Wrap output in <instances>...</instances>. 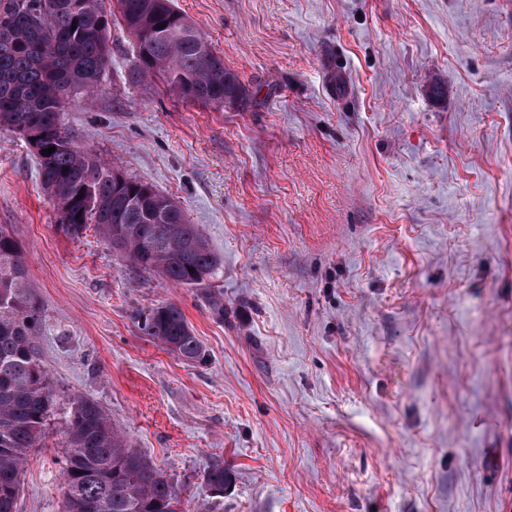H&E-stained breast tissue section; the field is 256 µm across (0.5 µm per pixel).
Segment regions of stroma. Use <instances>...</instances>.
<instances>
[{"label": "stroma", "instance_id": "obj_1", "mask_svg": "<svg viewBox=\"0 0 512 512\" xmlns=\"http://www.w3.org/2000/svg\"><path fill=\"white\" fill-rule=\"evenodd\" d=\"M176 5L249 107L144 94L114 24L101 88L65 124L182 207L221 260L213 294L95 228L66 236L36 152L0 127V225L26 254L52 390L16 512H63L77 395L185 512H512V0ZM161 303L205 362L141 333ZM217 459L220 498L202 481ZM233 478L232 471L225 468L224 462L221 460L212 463L203 474V482L209 491H219L212 492V497H222L224 490H227L232 484Z\"/></svg>", "mask_w": 512, "mask_h": 512}]
</instances>
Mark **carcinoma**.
Returning <instances> with one entry per match:
<instances>
[{"instance_id": "cac0c4a2", "label": "carcinoma", "mask_w": 512, "mask_h": 512, "mask_svg": "<svg viewBox=\"0 0 512 512\" xmlns=\"http://www.w3.org/2000/svg\"><path fill=\"white\" fill-rule=\"evenodd\" d=\"M116 16L134 38L131 83L152 90L159 79L169 93L206 108L247 105L238 75L173 0H0V126L19 132L35 121L59 146L40 159V170L50 201L71 215L60 225L65 235L79 238L95 224L136 267L207 293L219 258L197 225L150 183L125 176L117 185L106 162L75 143L65 127V105L80 91H97L109 69L108 30ZM139 329L178 358L206 359L185 315L171 303L152 308ZM41 331L25 255L1 224L0 512H16L28 458L47 432L51 391ZM64 439V512H180L164 473L93 400L74 399ZM233 478L221 460L203 474L214 497Z\"/></svg>"}]
</instances>
